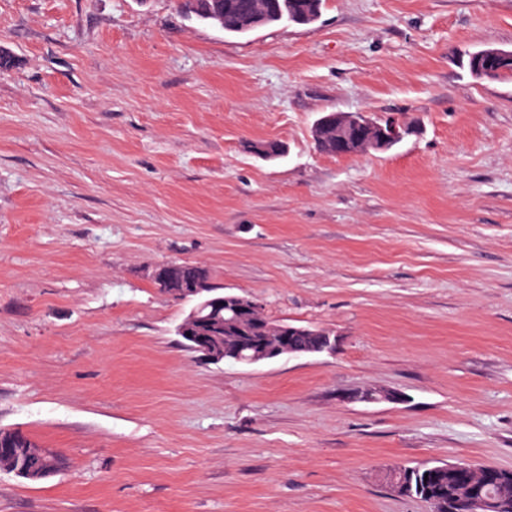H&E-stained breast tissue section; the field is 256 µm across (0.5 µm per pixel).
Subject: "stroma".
Listing matches in <instances>:
<instances>
[{
	"label": "stroma",
	"instance_id": "obj_1",
	"mask_svg": "<svg viewBox=\"0 0 512 512\" xmlns=\"http://www.w3.org/2000/svg\"><path fill=\"white\" fill-rule=\"evenodd\" d=\"M489 46L512 0H325L240 37L173 0H0V429L66 461L0 470V512H429L385 471L512 470V78L467 67ZM329 111L418 131L329 155ZM170 261L334 350L209 363L150 279ZM243 148L246 151L262 156L266 159H276L285 154L284 145L277 140L245 141Z\"/></svg>",
	"mask_w": 512,
	"mask_h": 512
}]
</instances>
